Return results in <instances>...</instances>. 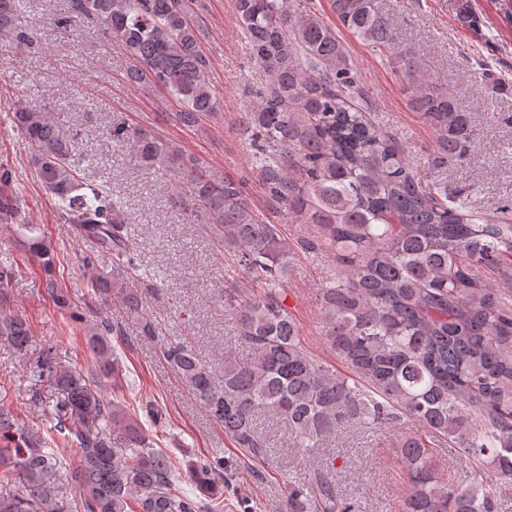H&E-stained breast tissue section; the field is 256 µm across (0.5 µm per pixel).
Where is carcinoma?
<instances>
[{
    "instance_id": "carcinoma-1",
    "label": "carcinoma",
    "mask_w": 512,
    "mask_h": 512,
    "mask_svg": "<svg viewBox=\"0 0 512 512\" xmlns=\"http://www.w3.org/2000/svg\"><path fill=\"white\" fill-rule=\"evenodd\" d=\"M310 0H236L239 28L261 86L241 116L256 168L270 200L318 227L293 248L280 226L267 224L242 182L203 166L124 122L112 139L145 166L177 164L190 176L191 207L204 210L235 257L237 282L221 293L236 311L235 342L216 373L186 340L164 341V360L197 405L238 449V466L263 476L273 454L261 416L288 423L293 447L308 458L304 480L288 487L283 512H355L331 466L313 449L346 428H401L392 455L409 486L403 512H512V290L487 285L480 268L512 266V223H479L461 192L437 178L425 183L399 139L371 116L361 83L336 28ZM342 26L377 51L405 82L412 108L435 132L431 157L442 175L467 158L477 129L452 90L418 49L404 43L395 21L374 0H331ZM103 25L129 60L127 79L161 88L179 102L177 119L194 125L217 113L202 25L193 0H70L56 16L68 31L79 20ZM34 27L22 0H0V51L29 46ZM13 127L33 147L45 192L65 223L92 236L118 282L96 274L87 282L101 299H117L156 340L145 312L147 272L128 226L126 202L102 183L79 177L76 134L50 112L14 113ZM11 167L0 164V223L29 233L45 286L64 307L67 294L52 274L54 256L26 217ZM326 249L336 275L319 288L322 335L346 363L342 374L314 356L285 303L296 251ZM122 329L107 317L91 327L88 347L102 375L123 378L110 337ZM0 336L19 351L31 341L28 323L0 313ZM34 372L58 390L54 431L47 436L0 406V467L18 492L0 496V512H224V457L195 460L189 476L198 494L177 487L172 459L151 445L143 425L107 398L96 378L54 362L47 351ZM120 429L119 445L105 431ZM80 464L61 481L58 443ZM448 445L471 479L453 483L434 458Z\"/></svg>"
}]
</instances>
